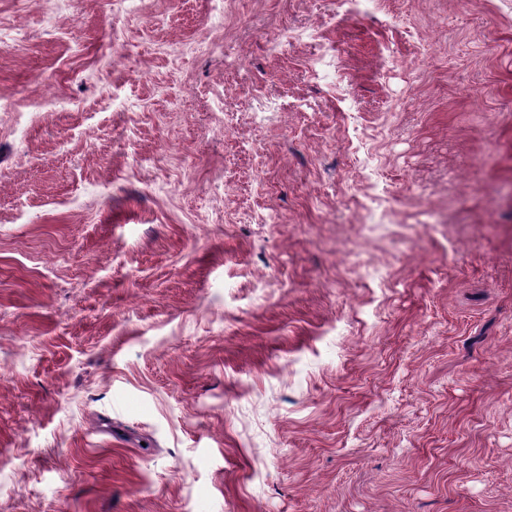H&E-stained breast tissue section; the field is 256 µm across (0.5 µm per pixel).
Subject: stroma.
<instances>
[{
  "instance_id": "obj_1",
  "label": "stroma",
  "mask_w": 512,
  "mask_h": 512,
  "mask_svg": "<svg viewBox=\"0 0 512 512\" xmlns=\"http://www.w3.org/2000/svg\"><path fill=\"white\" fill-rule=\"evenodd\" d=\"M0 368V512H512V0H0Z\"/></svg>"
}]
</instances>
